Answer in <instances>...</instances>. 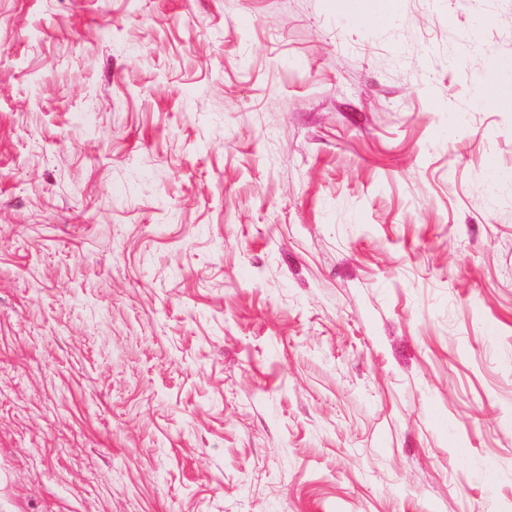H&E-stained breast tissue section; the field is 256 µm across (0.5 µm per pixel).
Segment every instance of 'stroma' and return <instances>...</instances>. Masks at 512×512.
Here are the masks:
<instances>
[{
  "label": "stroma",
  "instance_id": "stroma-1",
  "mask_svg": "<svg viewBox=\"0 0 512 512\" xmlns=\"http://www.w3.org/2000/svg\"><path fill=\"white\" fill-rule=\"evenodd\" d=\"M512 0H0V512H512Z\"/></svg>",
  "mask_w": 512,
  "mask_h": 512
}]
</instances>
